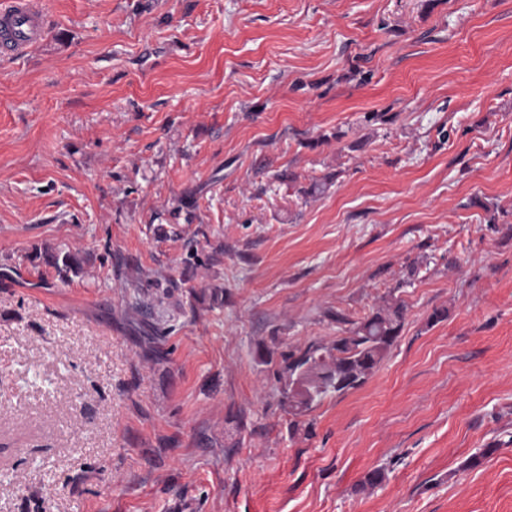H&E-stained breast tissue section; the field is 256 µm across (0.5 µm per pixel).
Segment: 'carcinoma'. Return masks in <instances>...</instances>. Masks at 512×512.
I'll use <instances>...</instances> for the list:
<instances>
[{
  "instance_id": "carcinoma-1",
  "label": "carcinoma",
  "mask_w": 512,
  "mask_h": 512,
  "mask_svg": "<svg viewBox=\"0 0 512 512\" xmlns=\"http://www.w3.org/2000/svg\"><path fill=\"white\" fill-rule=\"evenodd\" d=\"M44 260L63 279L82 265L73 252L46 251ZM403 324L404 307L394 303L351 323L346 335L331 344L312 342L282 352L275 375L288 414L296 418L293 427L326 396L364 384L395 344Z\"/></svg>"
}]
</instances>
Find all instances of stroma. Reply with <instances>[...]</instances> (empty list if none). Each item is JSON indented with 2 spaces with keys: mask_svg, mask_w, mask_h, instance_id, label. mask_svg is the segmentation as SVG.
Wrapping results in <instances>:
<instances>
[{
  "mask_svg": "<svg viewBox=\"0 0 512 512\" xmlns=\"http://www.w3.org/2000/svg\"><path fill=\"white\" fill-rule=\"evenodd\" d=\"M45 2L0 60V512H512V0ZM396 302L292 430L281 352ZM43 258L46 263L55 268L58 276L62 279L67 278L70 272L77 273L82 265L81 257L73 252L61 254L59 252L44 251Z\"/></svg>",
  "mask_w": 512,
  "mask_h": 512,
  "instance_id": "35a3bbf8",
  "label": "stroma"
}]
</instances>
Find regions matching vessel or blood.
<instances>
[{
    "label": "vessel or blood",
    "mask_w": 512,
    "mask_h": 512,
    "mask_svg": "<svg viewBox=\"0 0 512 512\" xmlns=\"http://www.w3.org/2000/svg\"><path fill=\"white\" fill-rule=\"evenodd\" d=\"M41 0H0V54L14 58L43 37Z\"/></svg>",
    "instance_id": "vessel-or-blood-1"
}]
</instances>
